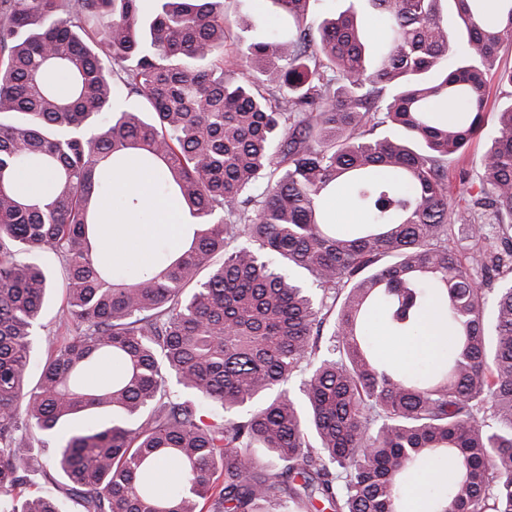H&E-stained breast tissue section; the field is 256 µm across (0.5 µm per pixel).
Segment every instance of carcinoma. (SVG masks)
<instances>
[{"instance_id": "cac0c4a2", "label": "carcinoma", "mask_w": 512, "mask_h": 512, "mask_svg": "<svg viewBox=\"0 0 512 512\" xmlns=\"http://www.w3.org/2000/svg\"><path fill=\"white\" fill-rule=\"evenodd\" d=\"M141 2L0 0V512H60L27 490L25 449L49 445L83 512H512V103L466 218L447 175L487 76L512 88V0H449L460 43L442 0H362L374 49L354 10L314 32L327 0H270L278 28L233 62L250 16ZM32 169L41 198L16 186ZM120 171L193 233L115 271L100 206L143 213ZM43 250L75 328L31 388L51 273L20 254ZM433 308L450 343L428 370L381 350Z\"/></svg>"}]
</instances>
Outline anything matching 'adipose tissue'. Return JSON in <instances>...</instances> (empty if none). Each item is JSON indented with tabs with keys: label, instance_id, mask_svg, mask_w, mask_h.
Masks as SVG:
<instances>
[{
	"label": "adipose tissue",
	"instance_id": "ef3b65f1",
	"mask_svg": "<svg viewBox=\"0 0 512 512\" xmlns=\"http://www.w3.org/2000/svg\"><path fill=\"white\" fill-rule=\"evenodd\" d=\"M114 182L121 188H136L151 210L154 221L144 224L127 216L113 215L95 242L96 253L115 258L132 256L144 261L148 258L147 244L154 236L163 234L174 242L180 239L186 222L183 213L174 204L158 200L151 193L147 175L118 174Z\"/></svg>",
	"mask_w": 512,
	"mask_h": 512
}]
</instances>
